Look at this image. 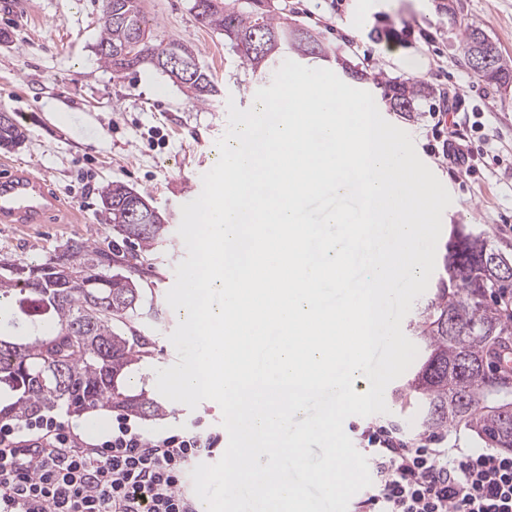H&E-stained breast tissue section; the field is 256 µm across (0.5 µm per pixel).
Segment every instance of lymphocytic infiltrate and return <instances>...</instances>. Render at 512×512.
<instances>
[{"label":"lymphocytic infiltrate","mask_w":512,"mask_h":512,"mask_svg":"<svg viewBox=\"0 0 512 512\" xmlns=\"http://www.w3.org/2000/svg\"><path fill=\"white\" fill-rule=\"evenodd\" d=\"M359 437L372 483L354 512H512L511 453L446 448L390 419ZM29 441L19 447L13 425H0V512H190L188 471L215 452L196 433L145 439L123 416L95 444L52 418Z\"/></svg>","instance_id":"1"}]
</instances>
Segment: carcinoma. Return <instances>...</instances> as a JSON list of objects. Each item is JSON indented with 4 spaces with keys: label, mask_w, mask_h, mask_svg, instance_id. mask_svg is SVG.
I'll return each instance as SVG.
<instances>
[{
    "label": "carcinoma",
    "mask_w": 512,
    "mask_h": 512,
    "mask_svg": "<svg viewBox=\"0 0 512 512\" xmlns=\"http://www.w3.org/2000/svg\"><path fill=\"white\" fill-rule=\"evenodd\" d=\"M264 0H206L199 22L224 32L242 63L268 69L290 49L302 57L333 60L353 80L362 74L344 57L330 55L319 35L281 20ZM102 31L96 44L101 63L118 74L126 67L113 52L133 32L149 34L140 0H112L103 6ZM157 55L175 53L195 63L188 42H147ZM193 98L206 103L215 83L204 70L183 82ZM427 96L426 86L411 80H386L382 101L392 112H412ZM129 187L111 182L100 192L112 231L139 250L122 255L136 269L148 261L154 245L165 238L167 225L137 224L128 207ZM435 291L410 324L424 350L413 377L396 390L412 395L421 425L431 433L463 426L491 448H512V388L497 378L487 355L506 335L512 313V279L488 265L499 252L487 236L455 224L444 246ZM112 258L94 238L69 240L42 263L21 264L0 259V303L10 316L0 320V422L26 425L63 409L79 415L100 404L121 408L140 418L165 413L157 399L122 390L127 372L145 354L142 337L127 336L118 322L138 315L141 288L129 275L112 272Z\"/></svg>",
    "instance_id": "1"
}]
</instances>
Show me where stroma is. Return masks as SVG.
Here are the masks:
<instances>
[{
	"instance_id": "obj_1",
	"label": "stroma",
	"mask_w": 512,
	"mask_h": 512,
	"mask_svg": "<svg viewBox=\"0 0 512 512\" xmlns=\"http://www.w3.org/2000/svg\"><path fill=\"white\" fill-rule=\"evenodd\" d=\"M269 0L277 14L319 32L323 43L342 51L363 73L359 89L374 91L378 77L413 79L432 93L412 115L384 112L410 134L420 159L452 197L443 228L468 225L512 253V186L474 156L468 173L453 170L430 146L428 115L440 94L457 91L465 103L457 132L473 144L489 142L512 163V86L473 80L459 48L460 30L484 31L512 59V0ZM155 42L191 43L198 64L210 73L219 95L201 105L150 63L119 75L94 52L102 0H0V112L22 126L25 142L0 148V167L46 176L62 198L45 224H1L0 258L39 263L71 239L92 237L120 245L99 196L102 186L121 182L146 197L165 217L168 235L138 282L144 307L154 318L135 317L125 332L148 341L143 360L132 366L129 387L157 396L156 371L181 363L168 336L179 319L166 301L175 268L188 252L177 233L181 207L202 191V176L219 159L217 142L228 128V102L251 108L272 73L244 68L219 31L200 24L192 0H142ZM416 62L408 70L406 62ZM222 411L212 400L196 409L167 402L156 419H136L150 439L202 431L223 437Z\"/></svg>"
}]
</instances>
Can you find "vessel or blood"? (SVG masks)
<instances>
[{"label":"vessel or blood","mask_w":512,"mask_h":512,"mask_svg":"<svg viewBox=\"0 0 512 512\" xmlns=\"http://www.w3.org/2000/svg\"><path fill=\"white\" fill-rule=\"evenodd\" d=\"M60 199L42 177L23 171L0 174V223L41 224Z\"/></svg>","instance_id":"obj_1"}]
</instances>
